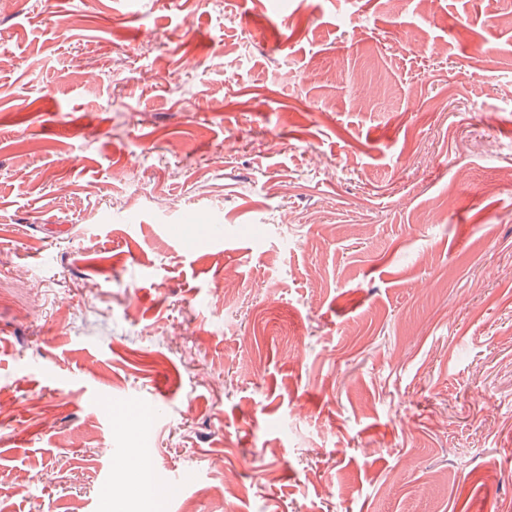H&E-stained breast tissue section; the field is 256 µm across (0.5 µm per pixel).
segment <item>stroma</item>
<instances>
[{
	"label": "stroma",
	"instance_id": "obj_1",
	"mask_svg": "<svg viewBox=\"0 0 512 512\" xmlns=\"http://www.w3.org/2000/svg\"><path fill=\"white\" fill-rule=\"evenodd\" d=\"M512 0H0V512H512ZM160 415L137 438L115 409Z\"/></svg>",
	"mask_w": 512,
	"mask_h": 512
}]
</instances>
